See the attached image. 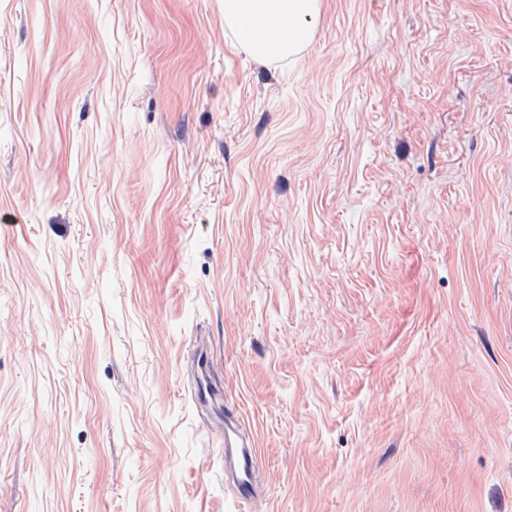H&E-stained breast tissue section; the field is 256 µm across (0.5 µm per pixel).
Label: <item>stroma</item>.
I'll use <instances>...</instances> for the list:
<instances>
[{"instance_id": "stroma-1", "label": "stroma", "mask_w": 512, "mask_h": 512, "mask_svg": "<svg viewBox=\"0 0 512 512\" xmlns=\"http://www.w3.org/2000/svg\"><path fill=\"white\" fill-rule=\"evenodd\" d=\"M312 27L0 0V512H512V0ZM224 25L257 60L295 53L311 35L320 0H223ZM280 38L272 39L273 32ZM224 458L232 463L237 478V493L242 501H249L255 494L253 474L259 468L260 455L250 441H244L237 426L226 425L224 430Z\"/></svg>"}]
</instances>
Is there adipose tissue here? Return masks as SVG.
<instances>
[{"label": "adipose tissue", "instance_id": "obj_1", "mask_svg": "<svg viewBox=\"0 0 512 512\" xmlns=\"http://www.w3.org/2000/svg\"><path fill=\"white\" fill-rule=\"evenodd\" d=\"M224 24L255 59L295 53L311 35L320 0H223Z\"/></svg>", "mask_w": 512, "mask_h": 512}]
</instances>
